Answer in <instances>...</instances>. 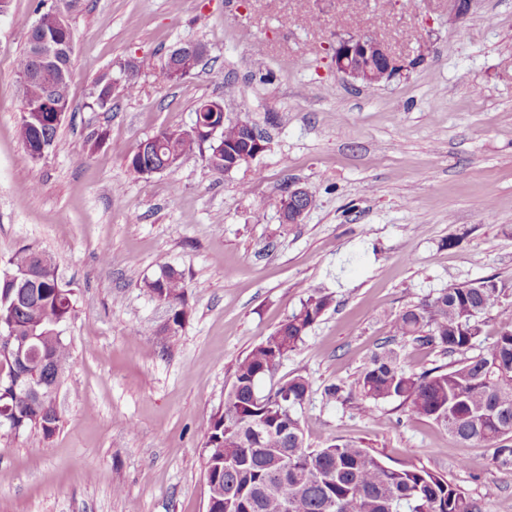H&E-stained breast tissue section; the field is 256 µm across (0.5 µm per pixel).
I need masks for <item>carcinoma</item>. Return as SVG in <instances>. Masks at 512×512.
Returning a JSON list of instances; mask_svg holds the SVG:
<instances>
[{
	"label": "carcinoma",
	"mask_w": 512,
	"mask_h": 512,
	"mask_svg": "<svg viewBox=\"0 0 512 512\" xmlns=\"http://www.w3.org/2000/svg\"><path fill=\"white\" fill-rule=\"evenodd\" d=\"M51 11L42 13V27L31 28L24 51L17 57L18 75L35 65L33 41L43 36L74 43V31H58ZM199 62L168 56L158 72L165 84H177L192 74ZM45 78L21 84L24 111L19 136L27 158L32 151L57 146L62 119L46 105L69 111L73 79L72 56L43 65ZM112 72L94 82L96 104L112 103L116 89ZM201 103L194 120L203 130L220 123L221 115ZM247 126L223 125L219 138L209 142L208 163L224 173V163H247L258 150ZM202 149L201 142L181 127H169L139 143L127 158V172L135 177L148 170L173 171L172 158L184 159ZM12 270L24 273L36 266V250L18 249ZM150 296L167 310L165 329L174 336L187 316L186 288L181 271L165 265L159 276L145 283ZM501 290L491 277L444 289L392 321L394 335L421 347H434L448 363L417 373L406 369L398 352L380 347L347 392L356 410L374 417L384 403L397 401L412 416L432 420L460 444L493 446L496 460L512 464V311L500 315L497 338L476 347L482 317L499 304ZM326 295L313 292L271 334L241 358L224 399V412L212 416L202 453L203 476L221 471L224 481L222 512H478L472 500L448 479L414 464L390 466L373 451L353 441L336 440L323 448L305 441L296 410L310 393L308 378L297 375L267 395L259 384L274 376L288 354L303 343L309 329L329 307ZM73 310L71 290L50 264L28 278L21 288L0 279V327L15 326L19 336H36L37 357L65 363L70 357L61 335L62 324ZM18 432H36L50 438L60 416L38 415L30 395L19 390L0 398Z\"/></svg>",
	"instance_id": "cac0c4a2"
}]
</instances>
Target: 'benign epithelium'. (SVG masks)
Returning <instances> with one entry per match:
<instances>
[{"instance_id": "benign-epithelium-1", "label": "benign epithelium", "mask_w": 512, "mask_h": 512, "mask_svg": "<svg viewBox=\"0 0 512 512\" xmlns=\"http://www.w3.org/2000/svg\"><path fill=\"white\" fill-rule=\"evenodd\" d=\"M331 61L337 73L367 86L399 76L413 65V62L398 55L387 43L368 31L337 36ZM288 205L286 222L300 224L312 206V197L303 187H290ZM35 341L34 336L15 333L0 336V356L14 361V372L8 386L26 389L39 404L51 401L52 393L40 380L41 363L32 361L30 356Z\"/></svg>"}]
</instances>
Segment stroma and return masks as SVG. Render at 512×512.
I'll list each match as a JSON object with an SVG mask.
<instances>
[{"mask_svg":"<svg viewBox=\"0 0 512 512\" xmlns=\"http://www.w3.org/2000/svg\"><path fill=\"white\" fill-rule=\"evenodd\" d=\"M37 0L0 16V273L24 245L50 255L73 291L62 325L70 358L49 439L0 427V512H206L201 456L237 362L308 291L331 306L275 381L302 375L306 442L352 439L390 465L444 475L479 512H512V465L464 448L397 403L377 417L326 386L351 387L401 311L443 289L496 278L512 309V0H85L74 29L72 108L59 146L29 161L19 137L15 60ZM371 30L413 66L373 86L337 74V35ZM207 48L169 85L156 72L179 43ZM142 61L134 95L94 105L98 73ZM223 101L269 148L225 174L206 153L132 178L126 159L160 130L189 128ZM306 188L303 223L272 201ZM182 271L187 318L163 332L143 288L159 261ZM481 459L463 469L461 456Z\"/></svg>","mask_w":512,"mask_h":512,"instance_id":"obj_1","label":"stroma"}]
</instances>
